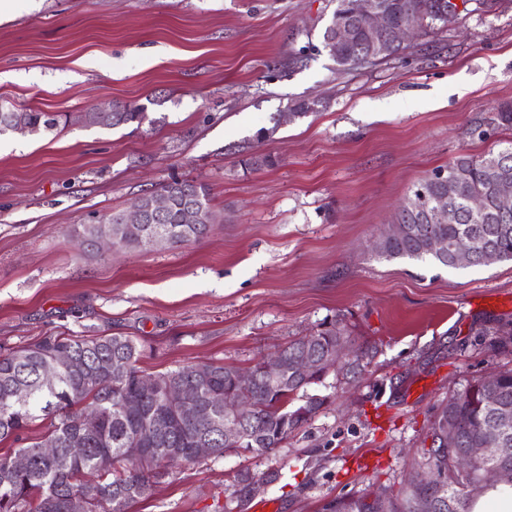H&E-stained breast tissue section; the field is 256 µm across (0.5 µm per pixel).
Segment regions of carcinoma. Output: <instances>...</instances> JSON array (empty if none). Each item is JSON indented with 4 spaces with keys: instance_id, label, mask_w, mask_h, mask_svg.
Returning a JSON list of instances; mask_svg holds the SVG:
<instances>
[{
    "instance_id": "obj_1",
    "label": "carcinoma",
    "mask_w": 512,
    "mask_h": 512,
    "mask_svg": "<svg viewBox=\"0 0 512 512\" xmlns=\"http://www.w3.org/2000/svg\"><path fill=\"white\" fill-rule=\"evenodd\" d=\"M385 4L390 20H396L410 8L428 15L423 33L436 25L432 9L437 0H380ZM38 126L52 131L61 120L47 112L30 108L0 109V135L7 133L1 122ZM147 118L143 105L116 103L112 111L87 112V123L103 128L141 125ZM453 178L460 196L455 204L462 209L461 220L455 224H425L421 219L424 206L435 200L442 183L439 175ZM512 177V145L496 154L481 158L462 156L447 168H439L422 180L412 195L398 209L395 221L407 225L402 237L382 232L375 249L378 255L389 258H407L432 261L451 268L446 261L425 249L423 238L436 236L452 244L468 238L474 251L473 264H480L482 250L495 249L501 260H512V214L500 215L494 210L495 175ZM170 200L164 225L173 231L175 246L198 242L206 238L215 223L209 189L194 180L173 179L160 187ZM481 196L487 203V214L482 220H471L465 211L466 198ZM198 205L199 216L192 224L185 223L187 206ZM107 224H86L80 234L81 243L110 231L120 233L116 244L127 249H138L139 229L120 231L123 212L106 213ZM342 330L336 322L322 325L311 336L292 341L281 352L288 359L307 351L318 357L336 346V336ZM69 353L73 364L57 369L53 383L43 379L46 366L62 353ZM141 349L137 341L122 335L103 336H48L26 348L0 355V440L20 444L13 453L0 456V512H68L67 502L72 496L86 500V512H126L127 506L153 495L155 485L164 475V469L184 461L186 452L198 442H205L221 456L230 449L224 440V412L211 413L201 419L180 420L174 408L163 398L166 389L185 387L201 397L239 391L235 380L236 369L212 364L210 376L203 381L195 378L194 366L186 365L155 378L159 390L152 392L141 386L144 372L138 366ZM308 379L288 376L280 387L269 385L260 374L251 383L257 409L244 416L245 437L238 447L259 455L269 454L281 447L288 434L302 427L318 413L325 399L316 395L306 397L303 404L292 405L294 396L323 379L328 373ZM498 404L512 411V371L492 375ZM28 391L26 401L15 400L18 387ZM482 377L448 397L434 416L429 436L452 418L459 424V448L496 446L502 438L512 444V430L503 434L497 428L496 409L481 408L474 397L487 393ZM89 414L96 415V425L86 423ZM38 419L49 420L42 436L28 438L25 431ZM79 437L84 441V454L79 458L69 455V442ZM112 455V469L102 472L98 458ZM23 455L29 465L24 470L13 466V459ZM428 471L423 476L432 479V489L442 491L445 497L464 496V512H473L477 500L490 486L480 483L474 472L461 474L453 465L454 454L434 445L425 450ZM128 466H123V463ZM420 488L413 482L404 484L395 497L381 504L367 497L338 499L336 512H414V502Z\"/></svg>"
}]
</instances>
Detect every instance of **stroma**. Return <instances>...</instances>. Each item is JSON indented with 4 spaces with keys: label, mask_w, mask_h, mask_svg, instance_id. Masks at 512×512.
<instances>
[{
    "label": "stroma",
    "mask_w": 512,
    "mask_h": 512,
    "mask_svg": "<svg viewBox=\"0 0 512 512\" xmlns=\"http://www.w3.org/2000/svg\"><path fill=\"white\" fill-rule=\"evenodd\" d=\"M335 6L18 0L0 23V105L67 117L0 136V353L121 334L148 374L246 369L330 320L372 353L362 379L311 386L325 407L275 452L182 463L126 512H327L399 490L448 396L512 368L511 261L448 269L374 250L435 169L512 144L497 119L512 105V0H468L402 54L349 70L321 47ZM117 102L147 120L84 122ZM249 145L277 165L245 169ZM175 176L207 184L223 213L207 238L80 248L94 216ZM243 471L272 481L238 498Z\"/></svg>",
    "instance_id": "1"
}]
</instances>
